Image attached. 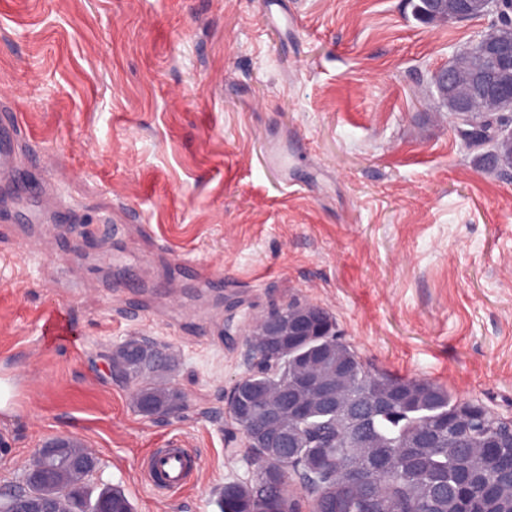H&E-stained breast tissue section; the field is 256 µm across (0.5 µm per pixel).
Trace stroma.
Listing matches in <instances>:
<instances>
[{
    "instance_id": "1",
    "label": "stroma",
    "mask_w": 512,
    "mask_h": 512,
    "mask_svg": "<svg viewBox=\"0 0 512 512\" xmlns=\"http://www.w3.org/2000/svg\"><path fill=\"white\" fill-rule=\"evenodd\" d=\"M281 2L288 36L264 0H0V111L60 227L31 256L35 207L0 190V491L70 435L134 512H220L251 476L225 399L248 324L293 299L367 366L512 419V175L475 168L431 84L485 20ZM131 337L177 354L178 415L108 373ZM176 439L201 469L155 495L141 462Z\"/></svg>"
}]
</instances>
